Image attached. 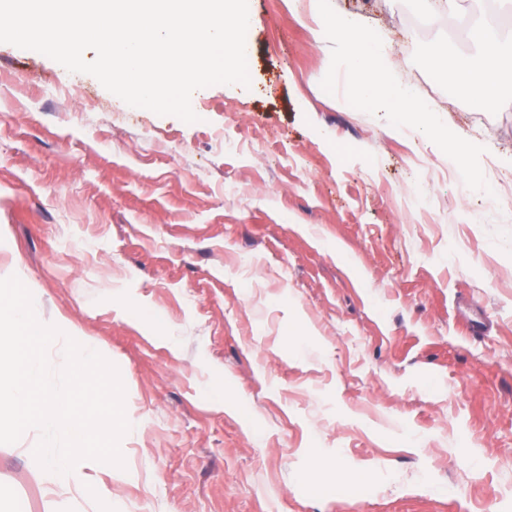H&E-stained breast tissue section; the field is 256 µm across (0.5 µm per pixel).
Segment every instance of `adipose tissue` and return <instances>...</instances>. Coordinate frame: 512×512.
<instances>
[{
	"label": "adipose tissue",
	"mask_w": 512,
	"mask_h": 512,
	"mask_svg": "<svg viewBox=\"0 0 512 512\" xmlns=\"http://www.w3.org/2000/svg\"><path fill=\"white\" fill-rule=\"evenodd\" d=\"M318 35H333L336 50L344 57V76L354 95L366 102L384 105L387 111L409 115L424 132L435 129L431 109L420 103L413 86L395 71L388 39L363 32L356 19L333 11L331 0H309ZM498 18L487 14L467 29L474 53L456 58L451 73L465 90L477 95L486 107L512 96V84L501 83L498 74L505 60L512 59V41L498 33Z\"/></svg>",
	"instance_id": "obj_1"
}]
</instances>
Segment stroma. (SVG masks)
Here are the masks:
<instances>
[{"label":"stroma","instance_id":"stroma-1","mask_svg":"<svg viewBox=\"0 0 512 512\" xmlns=\"http://www.w3.org/2000/svg\"><path fill=\"white\" fill-rule=\"evenodd\" d=\"M334 4L390 31L435 133L336 89L301 0H249L250 84L192 124L0 43V278L126 390L125 466L67 512H512V98L430 61L470 51L467 0L436 29ZM39 437L0 444V512H47Z\"/></svg>","mask_w":512,"mask_h":512}]
</instances>
